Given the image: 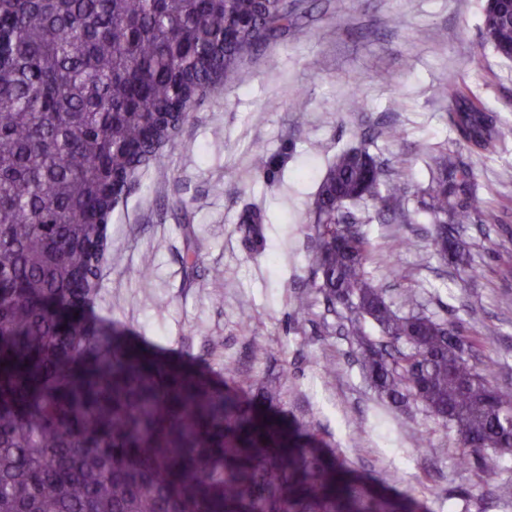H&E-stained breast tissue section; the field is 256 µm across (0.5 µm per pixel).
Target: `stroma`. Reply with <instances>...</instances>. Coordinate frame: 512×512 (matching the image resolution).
Listing matches in <instances>:
<instances>
[{
    "label": "stroma",
    "mask_w": 512,
    "mask_h": 512,
    "mask_svg": "<svg viewBox=\"0 0 512 512\" xmlns=\"http://www.w3.org/2000/svg\"><path fill=\"white\" fill-rule=\"evenodd\" d=\"M290 2L295 27L196 98L163 164L141 171L113 211L93 310L219 381L230 363L243 384L287 372L275 413L422 512H512V498L461 466L454 429L419 403L378 395L347 311L307 290L320 177L342 150L369 145L408 188L397 222L365 227L375 284L395 305L412 293L420 312L454 323L512 390V135L494 154L463 155L485 201L484 215L458 228L466 264L442 261L421 204L433 147L453 144L449 82L512 128V60L482 44L485 0ZM258 147L272 176L256 169ZM248 207L269 218L261 253L238 230ZM186 225L198 238L192 262Z\"/></svg>",
    "instance_id": "stroma-1"
}]
</instances>
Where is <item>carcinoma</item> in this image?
Here are the masks:
<instances>
[{"mask_svg":"<svg viewBox=\"0 0 512 512\" xmlns=\"http://www.w3.org/2000/svg\"><path fill=\"white\" fill-rule=\"evenodd\" d=\"M496 2L482 42L511 60L512 0ZM293 22L284 0H0V512H417L263 410L288 371L245 393L84 315L127 175L161 164L195 97ZM452 103L456 145L512 134L477 96L456 88ZM406 193L367 147L340 153L314 202L310 287L349 312L378 393L448 417L472 444L463 460L509 497L512 390L459 355L447 321L411 296L395 309L369 277L363 225L397 220ZM423 194L434 249L460 262L455 226L483 203L461 152L438 157ZM264 223L239 219L258 252Z\"/></svg>","mask_w":512,"mask_h":512,"instance_id":"obj_1","label":"carcinoma"}]
</instances>
